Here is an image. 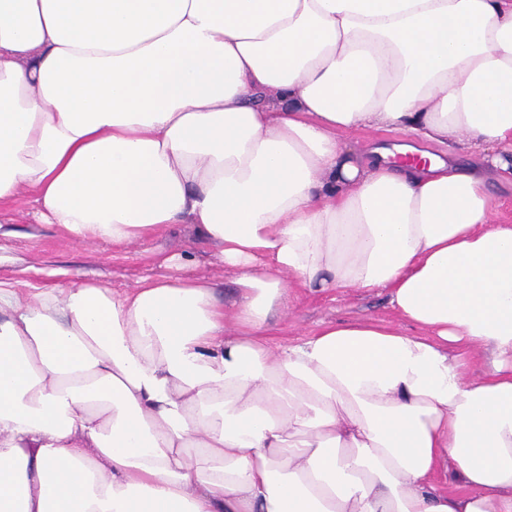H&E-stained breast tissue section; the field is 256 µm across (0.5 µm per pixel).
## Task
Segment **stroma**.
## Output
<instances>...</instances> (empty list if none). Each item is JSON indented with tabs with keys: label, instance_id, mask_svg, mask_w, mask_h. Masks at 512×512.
<instances>
[{
	"label": "stroma",
	"instance_id": "1",
	"mask_svg": "<svg viewBox=\"0 0 512 512\" xmlns=\"http://www.w3.org/2000/svg\"><path fill=\"white\" fill-rule=\"evenodd\" d=\"M341 137L362 151L412 141L418 149L455 158L462 164L472 158L471 152L461 150L459 145L416 142L399 129L357 128L342 132ZM38 208L35 196L25 191L0 204L1 278L22 280L29 287L42 290L87 280L122 293L134 290L146 279L164 275L174 280L209 282L217 288L220 299L232 298L230 283L237 276L236 270L227 268L217 248L197 238L188 225L167 228L124 249L105 242L78 247L54 225L41 223L36 217ZM185 253L189 254L190 263H182ZM361 321L400 325L387 290L364 293L346 288L320 293L298 289L269 344L276 352L281 346L308 337L324 324Z\"/></svg>",
	"mask_w": 512,
	"mask_h": 512
}]
</instances>
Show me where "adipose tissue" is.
Listing matches in <instances>:
<instances>
[{"label": "adipose tissue", "instance_id": "adipose-tissue-1", "mask_svg": "<svg viewBox=\"0 0 512 512\" xmlns=\"http://www.w3.org/2000/svg\"><path fill=\"white\" fill-rule=\"evenodd\" d=\"M509 170L512 0H0V202L78 244L188 224L240 271L229 310L0 280V512H512ZM293 286L387 289L411 329L271 357ZM339 137L351 147L358 150H368L374 147L392 148L395 144L409 143L420 150L442 155L446 161L454 157L460 164H467L473 159L469 150H461L459 145L448 142V145L428 144L417 140L399 129L376 130L369 128H357L339 134ZM492 209L496 217L503 221H512V180L492 178Z\"/></svg>", "mask_w": 512, "mask_h": 512}]
</instances>
